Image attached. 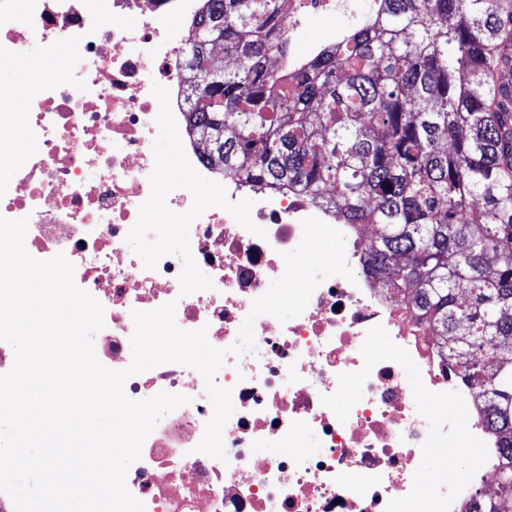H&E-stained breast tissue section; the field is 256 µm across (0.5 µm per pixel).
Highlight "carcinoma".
I'll return each mask as SVG.
<instances>
[{"label":"carcinoma","mask_w":512,"mask_h":512,"mask_svg":"<svg viewBox=\"0 0 512 512\" xmlns=\"http://www.w3.org/2000/svg\"><path fill=\"white\" fill-rule=\"evenodd\" d=\"M203 2L184 60L214 167L314 203L334 185L341 223L378 225L370 265L512 449V0H376L304 58L278 0ZM495 483L489 512H512V454Z\"/></svg>","instance_id":"carcinoma-1"}]
</instances>
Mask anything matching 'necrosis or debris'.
Returning a JSON list of instances; mask_svg holds the SVG:
<instances>
[{
  "label": "necrosis or debris",
  "mask_w": 512,
  "mask_h": 512,
  "mask_svg": "<svg viewBox=\"0 0 512 512\" xmlns=\"http://www.w3.org/2000/svg\"><path fill=\"white\" fill-rule=\"evenodd\" d=\"M360 0H281L290 31L303 17L359 16ZM202 0H0V144L25 128L30 163L0 154V216L28 218L25 246L64 254L76 285L104 308L94 337L113 370L132 361L133 311L175 302L185 330L227 349L216 385L231 389L224 459L197 452L212 406L203 376L165 363L129 377L144 400L188 396L163 416L127 471L144 512H485L503 461L487 400L458 377L432 331L385 288L367 260L370 234L285 190L218 175L188 130L182 45ZM57 49L56 61L33 45ZM170 146L158 152L155 116ZM224 196L212 211L205 198ZM339 227L354 278L325 279L304 311L254 321L255 350L230 353L254 299L285 272L303 219ZM203 287H191L194 279ZM452 440L468 467L429 476L420 463Z\"/></svg>",
  "instance_id": "necrosis-or-debris-1"
}]
</instances>
